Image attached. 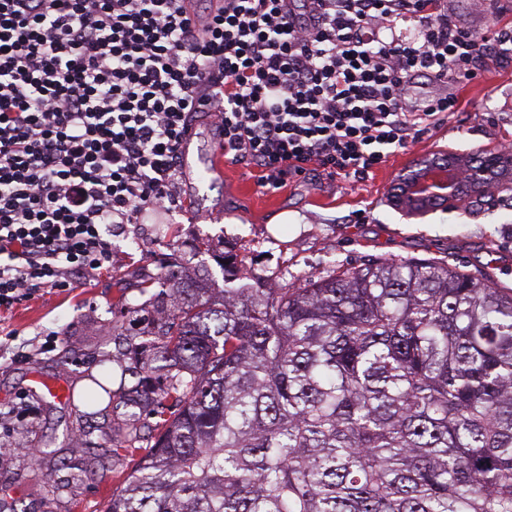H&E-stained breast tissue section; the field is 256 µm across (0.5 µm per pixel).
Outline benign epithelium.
<instances>
[{"instance_id":"benign-epithelium-1","label":"benign epithelium","mask_w":512,"mask_h":512,"mask_svg":"<svg viewBox=\"0 0 512 512\" xmlns=\"http://www.w3.org/2000/svg\"><path fill=\"white\" fill-rule=\"evenodd\" d=\"M482 175H496L509 181L512 179V154L506 151H485L482 156ZM446 174L447 180L442 184L443 190H432L427 184L430 174L418 169V164L403 171L392 186L390 198L399 210L411 215L422 214L440 203L444 207L455 209L459 204L477 195V183H466L460 179V171L471 165V157L448 153L439 157L426 159Z\"/></svg>"}]
</instances>
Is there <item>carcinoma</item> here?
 Segmentation results:
<instances>
[{"mask_svg": "<svg viewBox=\"0 0 512 512\" xmlns=\"http://www.w3.org/2000/svg\"><path fill=\"white\" fill-rule=\"evenodd\" d=\"M222 271L131 286L112 445L138 460L104 512H512V288L437 259Z\"/></svg>", "mask_w": 512, "mask_h": 512, "instance_id": "carcinoma-1", "label": "carcinoma"}]
</instances>
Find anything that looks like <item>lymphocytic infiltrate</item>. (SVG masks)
Here are the masks:
<instances>
[{
    "label": "lymphocytic infiltrate",
    "mask_w": 512,
    "mask_h": 512,
    "mask_svg": "<svg viewBox=\"0 0 512 512\" xmlns=\"http://www.w3.org/2000/svg\"><path fill=\"white\" fill-rule=\"evenodd\" d=\"M449 0H0V308L112 265V227L175 208L211 114L226 161L279 191L365 179L458 109L481 46ZM414 23V36L398 28ZM192 127L196 130L194 138L195 155L199 158H206L210 154L214 141H216V129L212 128L208 116L203 113L195 114L192 117Z\"/></svg>",
    "instance_id": "f902f5d3"
}]
</instances>
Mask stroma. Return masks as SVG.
Listing matches in <instances>:
<instances>
[{
	"label": "stroma",
	"instance_id": "1",
	"mask_svg": "<svg viewBox=\"0 0 512 512\" xmlns=\"http://www.w3.org/2000/svg\"><path fill=\"white\" fill-rule=\"evenodd\" d=\"M483 69L457 89L461 106L441 131L422 135L368 178L310 172L266 193L247 169L225 164L223 179L197 189L182 184L180 208L113 236L111 270L0 311V328L13 333L0 347V512H104L134 470L112 446L127 419L120 384L107 411L91 415L33 381L38 375L76 388L115 353L113 326L137 331L135 313L112 315L115 279L135 282L172 257L208 273L218 289L224 278L216 258L225 253L273 281L295 282L335 263L415 257L481 267L512 287V185L492 189L481 203L423 215L389 201L390 187L418 158L512 146V53L489 52ZM22 445L44 449L41 462L19 455Z\"/></svg>",
	"mask_w": 512,
	"mask_h": 512
}]
</instances>
